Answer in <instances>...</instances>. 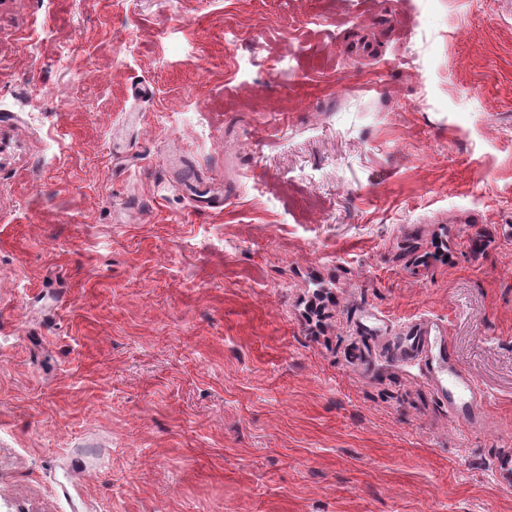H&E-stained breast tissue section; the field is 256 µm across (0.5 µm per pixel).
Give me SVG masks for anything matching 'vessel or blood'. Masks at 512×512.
Listing matches in <instances>:
<instances>
[{"label":"vessel or blood","instance_id":"b4317fda","mask_svg":"<svg viewBox=\"0 0 512 512\" xmlns=\"http://www.w3.org/2000/svg\"><path fill=\"white\" fill-rule=\"evenodd\" d=\"M410 352L420 358L433 382L439 402L458 423L473 429L487 427L486 396L474 378L459 367L446 331L429 322L407 326Z\"/></svg>","mask_w":512,"mask_h":512}]
</instances>
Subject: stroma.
<instances>
[{
    "instance_id": "1",
    "label": "stroma",
    "mask_w": 512,
    "mask_h": 512,
    "mask_svg": "<svg viewBox=\"0 0 512 512\" xmlns=\"http://www.w3.org/2000/svg\"><path fill=\"white\" fill-rule=\"evenodd\" d=\"M0 512H512V0H0ZM404 335L410 342L409 353L422 360L448 414L468 428H486L489 417L485 393L455 362L446 330L431 322H415L407 326Z\"/></svg>"
}]
</instances>
